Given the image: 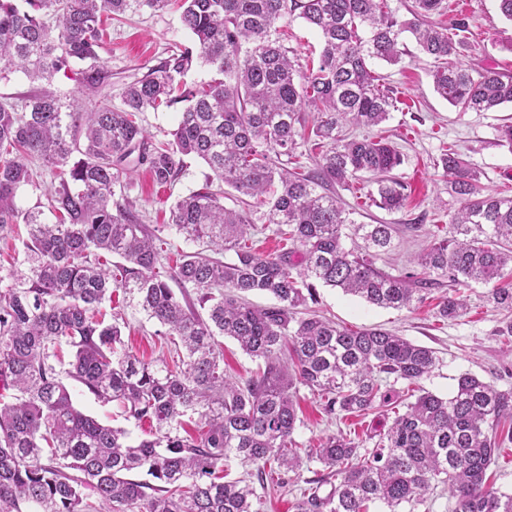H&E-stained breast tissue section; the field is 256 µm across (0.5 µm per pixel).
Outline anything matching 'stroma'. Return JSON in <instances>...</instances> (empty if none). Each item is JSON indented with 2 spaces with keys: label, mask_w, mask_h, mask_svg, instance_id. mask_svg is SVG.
<instances>
[{
  "label": "stroma",
  "mask_w": 512,
  "mask_h": 512,
  "mask_svg": "<svg viewBox=\"0 0 512 512\" xmlns=\"http://www.w3.org/2000/svg\"><path fill=\"white\" fill-rule=\"evenodd\" d=\"M445 2V20L464 17L469 24V45L456 56V63L468 69L491 67L512 73V52L502 47L512 37V22L500 14L496 0H468L464 6L456 0ZM191 40V34L181 25L179 10L173 6L113 22L99 51L102 62L113 72V105H120L125 82L142 75L167 57L170 50ZM371 67L383 84L394 90L398 108L382 125H358L351 132L361 138L388 139L398 148L403 163L394 175L404 188L408 204L392 213L377 208L371 200L375 186L364 179L353 182L351 189L341 190L340 195L355 209L358 223L394 226L393 247L377 265L391 274L405 275L417 272L416 256L422 247L435 237L447 235L450 216L457 206L447 179L436 165L443 149L455 146L463 159L480 172L483 193L512 197V150L495 142L496 128L512 122V105L491 112L453 108L435 93L430 63L418 58L412 44L401 63L391 65L375 60ZM186 163L178 181L166 188L155 184L146 171L134 173L130 197L146 223L166 228L174 201L205 185L210 174L207 165L192 157ZM164 236L175 250L189 252L194 248L193 243L167 228ZM448 291V286H440L432 289L424 303L394 310L320 285L312 308L349 329L383 328L431 348L438 363L422 385L438 396H448L464 373L500 390L512 388V338L499 333L501 326L512 320V312L489 301V285L474 283L464 290L469 303L466 313L444 319L435 305ZM117 310L125 321L122 334L127 352L145 361L168 355L167 340L159 335L158 323L149 320L127 299L119 301ZM297 396L301 424L295 438L305 448L317 447L322 438L340 431L367 438L383 431L392 417L387 407L361 417L329 416L308 388L299 387ZM74 403L101 423L126 429L132 440L150 437L154 430L150 422L125 420L116 406L98 402L89 393L75 392Z\"/></svg>",
  "instance_id": "35a3bbf8"
}]
</instances>
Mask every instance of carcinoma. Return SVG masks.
Masks as SVG:
<instances>
[{
	"instance_id": "obj_1",
	"label": "carcinoma",
	"mask_w": 512,
	"mask_h": 512,
	"mask_svg": "<svg viewBox=\"0 0 512 512\" xmlns=\"http://www.w3.org/2000/svg\"><path fill=\"white\" fill-rule=\"evenodd\" d=\"M170 2L0 0V61L35 86L0 101V233L28 227L26 269L0 290V512H86L88 488L102 512H263L262 494L297 482L305 461L331 477L305 481L294 512H369L375 503L382 512H414L440 486L454 499L452 512H512V494L486 485L500 448L512 444V388L463 374L440 397L420 386L436 368L432 350L387 330L348 329L314 310L299 315L315 301L317 282L393 309L424 301L442 280L492 282L490 300L512 311V198L482 193L480 173L454 147L439 162L459 206L448 236L417 256L423 277L377 267L379 252L392 247V225L356 223L336 195L365 174L378 208L406 205L393 176L398 150L383 138L343 133L347 122L378 126L396 108L369 61L398 64L406 39L414 40L432 59L435 92L463 112L512 103V76L450 61L468 23L436 20L444 0H413L409 19L389 0H181L193 43L126 83L113 106L112 69L98 54L102 17ZM295 17L320 34L316 66L301 69L289 57L283 27ZM195 60L213 77L189 87L182 77ZM75 61L86 63L76 72L78 94L49 89ZM178 103L171 139L150 143L143 112ZM308 112L316 113L311 124ZM312 137L322 150L308 154L306 171L290 159L298 141ZM189 156L214 180L172 205L168 227L202 245L173 258L132 210L131 174L143 166L156 184L171 186ZM35 159L53 175V222L16 206L17 192L34 182ZM215 180L268 207L279 254L252 250L251 204L224 207ZM104 253L118 262L107 267ZM118 291L184 350L174 365L125 351L120 318L108 322L102 310ZM253 292L276 304L253 305ZM467 308L464 295L437 304L444 319ZM217 336L236 340L263 370L243 382L226 377ZM65 377L126 419L155 423L152 438L131 443L125 430L83 413ZM298 383L328 415L365 416L395 397L398 409L374 448L341 432L302 448ZM193 416L199 434L181 435L183 418ZM237 458L257 466V485L229 478Z\"/></svg>"
}]
</instances>
